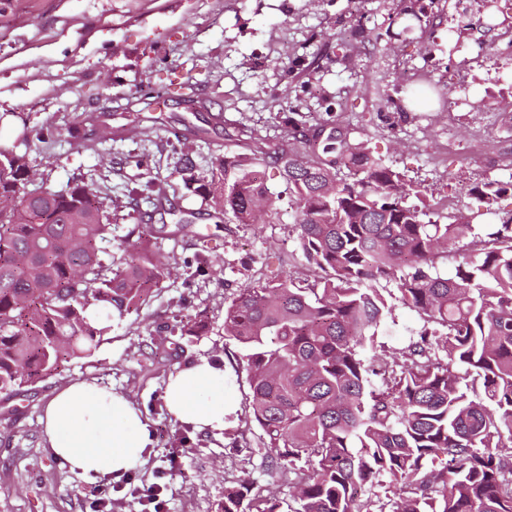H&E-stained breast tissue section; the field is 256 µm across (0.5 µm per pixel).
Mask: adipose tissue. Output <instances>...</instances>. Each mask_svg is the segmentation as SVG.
<instances>
[{"label":"adipose tissue","mask_w":512,"mask_h":512,"mask_svg":"<svg viewBox=\"0 0 512 512\" xmlns=\"http://www.w3.org/2000/svg\"><path fill=\"white\" fill-rule=\"evenodd\" d=\"M224 380L223 366L209 359L182 366L165 385L170 416L200 432L223 430L228 416ZM41 423L55 456L84 480L120 478L151 443L141 412L124 394L87 381L59 388Z\"/></svg>","instance_id":"adipose-tissue-1"}]
</instances>
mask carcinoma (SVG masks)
Here are the masks:
<instances>
[{
	"instance_id": "1",
	"label": "carcinoma",
	"mask_w": 512,
	"mask_h": 512,
	"mask_svg": "<svg viewBox=\"0 0 512 512\" xmlns=\"http://www.w3.org/2000/svg\"><path fill=\"white\" fill-rule=\"evenodd\" d=\"M60 135L52 125L24 132L40 144ZM322 153L334 157L309 154L294 135L219 155L207 178L185 151L179 169L217 222L254 224L257 205H273L256 168L275 166L298 248L319 273L306 288L289 275L251 288L224 310L253 418L288 473L289 512H512V217L475 235L467 221L441 224L406 204L419 187L363 145L331 132ZM0 167V394L14 397L91 354L106 328L90 311L139 309L172 267L154 251L156 231L139 225L112 268L104 192L47 187L2 146ZM507 192L512 179L469 194L489 210ZM466 237L455 274L440 275L442 254ZM398 305L421 323L401 362L377 352ZM375 485L384 494H369ZM222 512H281V502L242 481L225 490Z\"/></svg>"
}]
</instances>
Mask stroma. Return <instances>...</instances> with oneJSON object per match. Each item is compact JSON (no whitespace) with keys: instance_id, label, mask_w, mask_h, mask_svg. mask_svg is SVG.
Returning a JSON list of instances; mask_svg holds the SVG:
<instances>
[{"instance_id":"35a3bbf8","label":"stroma","mask_w":512,"mask_h":512,"mask_svg":"<svg viewBox=\"0 0 512 512\" xmlns=\"http://www.w3.org/2000/svg\"><path fill=\"white\" fill-rule=\"evenodd\" d=\"M410 0H0V144L27 153L55 190L83 181L112 200V239L141 217L130 192L152 183L161 207L153 226L183 225L157 250L172 277L139 310L101 318L107 332L91 355L22 395H0V512H91L95 489L112 512H148L143 489L163 488L160 512H221L224 491L253 481L282 504L288 477L268 470L265 438L250 418L240 346L224 334V308L239 292L289 275L311 283L297 248L295 213L277 169L259 167L273 195L269 223L216 224L178 174V141L194 173L214 158L254 149L293 130L338 131L421 189L409 204L452 196L448 216L466 203L470 184L512 177V53L426 55L446 43L448 0H419L423 22L401 31L392 19ZM182 83L180 95L140 103L146 85ZM483 97L486 108L462 105ZM54 123L52 146H26L25 129ZM377 341L407 351L420 326L397 308ZM202 321L195 335L186 323ZM221 363L225 396L237 412L224 431L196 432L175 421L163 398L170 374L198 358ZM93 381L123 393L147 421L152 443L120 479L91 485L72 474L43 437L40 419L56 389Z\"/></svg>"}]
</instances>
